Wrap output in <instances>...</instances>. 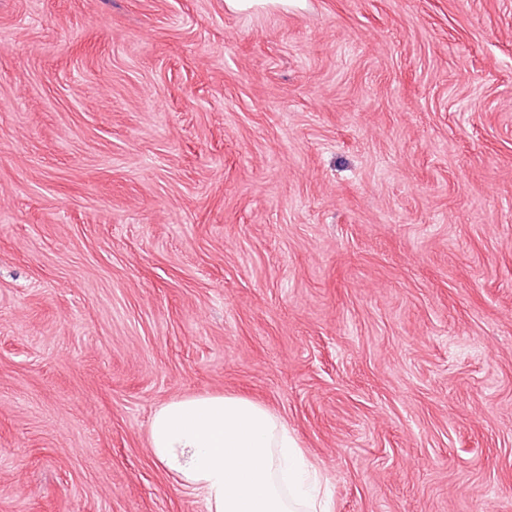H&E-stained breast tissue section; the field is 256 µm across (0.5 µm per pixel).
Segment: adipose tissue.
<instances>
[{"mask_svg":"<svg viewBox=\"0 0 512 512\" xmlns=\"http://www.w3.org/2000/svg\"><path fill=\"white\" fill-rule=\"evenodd\" d=\"M148 443L169 475L204 493L206 512H325L287 426L250 399L201 393L164 403Z\"/></svg>","mask_w":512,"mask_h":512,"instance_id":"obj_1","label":"adipose tissue"}]
</instances>
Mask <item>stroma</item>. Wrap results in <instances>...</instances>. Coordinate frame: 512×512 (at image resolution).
<instances>
[{"instance_id":"35a3bbf8","label":"stroma","mask_w":512,"mask_h":512,"mask_svg":"<svg viewBox=\"0 0 512 512\" xmlns=\"http://www.w3.org/2000/svg\"><path fill=\"white\" fill-rule=\"evenodd\" d=\"M199 392L329 512H512V0H0V512H206ZM154 460L205 495L207 512H327L288 427L266 406L224 394H194L153 413Z\"/></svg>"}]
</instances>
